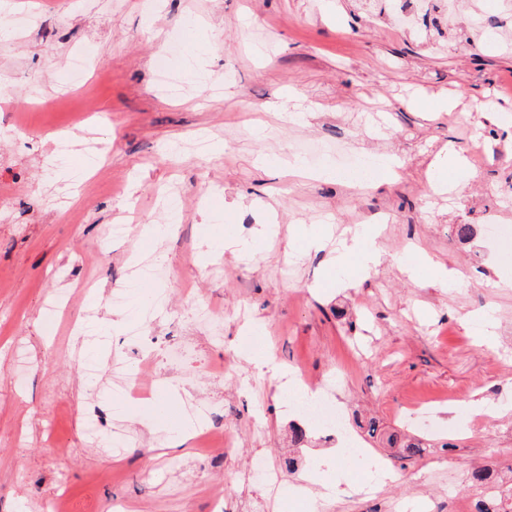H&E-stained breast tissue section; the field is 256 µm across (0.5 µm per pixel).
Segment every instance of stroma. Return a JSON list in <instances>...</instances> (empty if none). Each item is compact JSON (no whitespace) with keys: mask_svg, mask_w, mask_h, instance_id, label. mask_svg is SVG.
<instances>
[{"mask_svg":"<svg viewBox=\"0 0 512 512\" xmlns=\"http://www.w3.org/2000/svg\"><path fill=\"white\" fill-rule=\"evenodd\" d=\"M403 6L419 9L416 27L399 24ZM1 22L0 512H31L62 486L84 512H214L213 487L223 512H474L484 491L471 467L512 465V287L487 284L512 280V140L495 110L512 103V0H457L451 14L444 0H0ZM79 53L81 92L69 70ZM162 64L185 95L157 91ZM290 93L310 110L302 123L283 117ZM440 99L455 109L434 111ZM89 134L104 148L98 170L78 150L54 166L58 136ZM451 148L475 174L450 193L433 164ZM305 153L320 169L363 153L399 168L365 182L289 177L283 161ZM165 186L182 198L179 223L166 220ZM117 223L127 237H109ZM262 224L276 235L256 238ZM326 227L376 230L378 265L352 282L330 251L304 252L299 232ZM231 235L243 252L206 254V238ZM421 253L458 287L414 274ZM149 255L162 277L132 284ZM89 307L106 350L72 333ZM186 342L196 358L182 371L169 355ZM268 349L301 387L333 388L350 427L373 419L433 448L403 463L365 439L363 459L396 479L356 496L370 476L334 437L311 428L290 443L300 418L252 361ZM143 353L148 394L122 415L136 444L115 465L83 434L91 410L111 429L112 396L71 358L131 366ZM473 397L502 413L452 417ZM190 399L212 407L223 455L193 440L169 451L154 404L174 402L180 419ZM255 457L280 471L276 499L243 480ZM313 471L342 496L308 490Z\"/></svg>","mask_w":512,"mask_h":512,"instance_id":"1","label":"stroma"}]
</instances>
